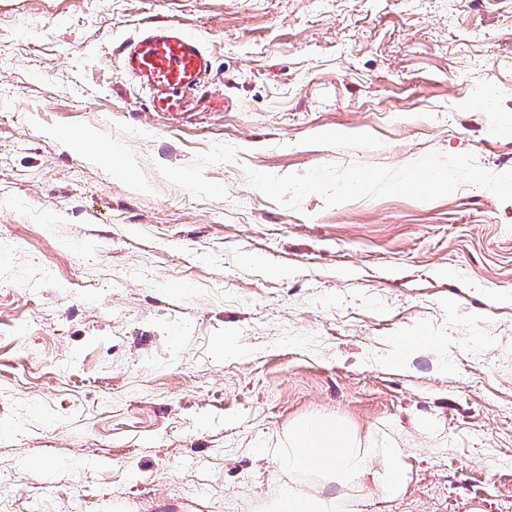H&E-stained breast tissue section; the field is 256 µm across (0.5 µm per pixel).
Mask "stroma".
I'll use <instances>...</instances> for the list:
<instances>
[{
    "label": "stroma",
    "mask_w": 512,
    "mask_h": 512,
    "mask_svg": "<svg viewBox=\"0 0 512 512\" xmlns=\"http://www.w3.org/2000/svg\"><path fill=\"white\" fill-rule=\"evenodd\" d=\"M320 414L405 450L356 512H512V0H0V512H262ZM123 69L152 94L153 111L178 115L213 69L201 39L174 22H156L117 48Z\"/></svg>",
    "instance_id": "stroma-1"
}]
</instances>
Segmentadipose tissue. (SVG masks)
Returning a JSON list of instances; mask_svg holds the SVG:
<instances>
[{"instance_id":"obj_1","label":"adipose tissue","mask_w":512,"mask_h":512,"mask_svg":"<svg viewBox=\"0 0 512 512\" xmlns=\"http://www.w3.org/2000/svg\"><path fill=\"white\" fill-rule=\"evenodd\" d=\"M274 456L290 479L268 512H348L347 489L369 482L395 499L408 483L402 449L372 447L331 416L295 423Z\"/></svg>"}]
</instances>
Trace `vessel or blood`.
Masks as SVG:
<instances>
[{"instance_id":"1","label":"vessel or blood","mask_w":512,"mask_h":512,"mask_svg":"<svg viewBox=\"0 0 512 512\" xmlns=\"http://www.w3.org/2000/svg\"><path fill=\"white\" fill-rule=\"evenodd\" d=\"M123 69L151 95L153 111L181 114L213 69L201 39L173 22H156L120 44Z\"/></svg>"}]
</instances>
